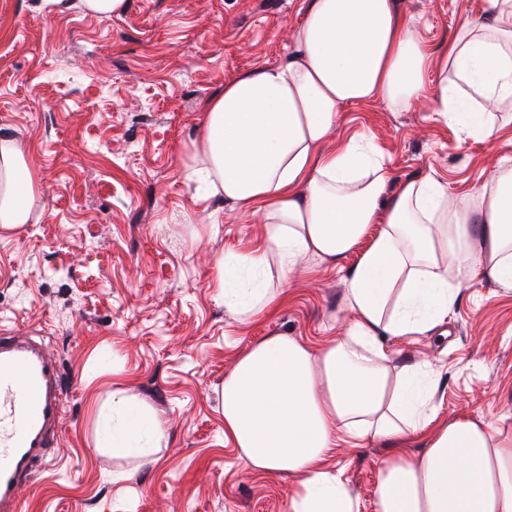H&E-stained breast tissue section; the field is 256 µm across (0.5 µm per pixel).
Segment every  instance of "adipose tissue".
I'll list each match as a JSON object with an SVG mask.
<instances>
[{
    "label": "adipose tissue",
    "instance_id": "1",
    "mask_svg": "<svg viewBox=\"0 0 512 512\" xmlns=\"http://www.w3.org/2000/svg\"><path fill=\"white\" fill-rule=\"evenodd\" d=\"M486 4L436 61L394 0H306L287 57L240 73L203 105L193 175L208 198L268 226L261 247L225 259L238 274L219 283L231 318L274 310V276L303 256L339 265L370 225L382 227L346 277L344 335L319 348L262 338L224 379V437L249 466L298 475L290 512H361L342 469L327 463L344 435L389 450L374 512H512V432L480 416L439 418L435 371L391 365L383 345L432 330L476 275L512 294V165L452 203L433 177L391 185L366 142L328 143L346 105L406 110L428 92L462 139L501 131L496 113L512 105V0ZM27 156L20 142L0 141L1 226L30 219ZM112 404L113 447L152 451L164 435L158 419L140 422L125 395ZM421 432L428 444L412 451Z\"/></svg>",
    "mask_w": 512,
    "mask_h": 512
}]
</instances>
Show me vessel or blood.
I'll use <instances>...</instances> for the list:
<instances>
[{
	"label": "vessel or blood",
	"mask_w": 512,
	"mask_h": 512,
	"mask_svg": "<svg viewBox=\"0 0 512 512\" xmlns=\"http://www.w3.org/2000/svg\"><path fill=\"white\" fill-rule=\"evenodd\" d=\"M64 386L42 342L0 333V512H16L22 474L61 431Z\"/></svg>",
	"instance_id": "vessel-or-blood-1"
}]
</instances>
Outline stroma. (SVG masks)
Listing matches in <instances>:
<instances>
[{
  "mask_svg": "<svg viewBox=\"0 0 512 512\" xmlns=\"http://www.w3.org/2000/svg\"><path fill=\"white\" fill-rule=\"evenodd\" d=\"M433 55L485 0H395ZM305 0H127L102 16L81 0H0V138L25 142L38 199L0 228V330L43 337L65 381L62 430L22 485L20 512H289L296 476L246 466L224 437V379L272 335L323 345L352 314L345 278L369 245L333 268L304 256L272 313L231 319L224 257L256 247L263 225L197 200L187 179L204 102L239 73L284 57ZM336 138L365 140L392 181L435 176L454 195L512 163V132L460 140L432 100L340 112ZM402 363L440 373V416L512 428V294L487 276L446 321L391 338ZM136 397L165 437L154 453L113 448L112 394ZM387 450H336L362 512H373Z\"/></svg>",
  "mask_w": 512,
  "mask_h": 512,
  "instance_id": "stroma-1",
  "label": "stroma"
}]
</instances>
